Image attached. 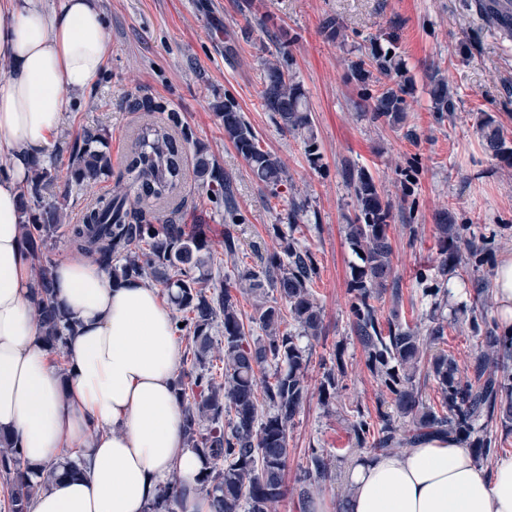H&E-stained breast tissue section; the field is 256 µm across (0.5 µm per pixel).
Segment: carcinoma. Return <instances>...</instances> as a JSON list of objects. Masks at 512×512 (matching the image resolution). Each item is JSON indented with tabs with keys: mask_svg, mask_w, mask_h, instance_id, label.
Wrapping results in <instances>:
<instances>
[{
	"mask_svg": "<svg viewBox=\"0 0 512 512\" xmlns=\"http://www.w3.org/2000/svg\"><path fill=\"white\" fill-rule=\"evenodd\" d=\"M466 6L484 20L503 42H512V0H467ZM264 109L272 113L279 129L302 138L308 161L318 166L313 119L306 93L290 73L289 58L276 55L264 60ZM356 82L381 83L377 94L360 93L374 122L401 125L408 117L407 96L413 90L405 61L392 48L376 44L351 65ZM431 108L438 114L456 111L454 91L434 71L429 75ZM133 109L160 120H147L130 139L123 170L112 191L98 194L82 207L80 223L70 229L71 246L78 253L104 265L112 282L145 279L167 290L177 311V333L188 341L185 360L190 369L176 381L184 407L187 447L197 452L205 466L193 490L206 495L212 512H276L285 497L284 471L288 461V437L295 417L307 399L309 346L301 339L316 340L323 333L322 307L312 286L318 276L316 260L294 236L297 217L305 202L292 201L289 231L272 225L278 249L260 263L237 271L234 280L211 286L212 244L202 234H188L183 225L162 214V204L180 196L191 174L208 188L217 207L227 208L228 218L238 219L231 181L208 148L193 138L179 113L152 99H136ZM217 116L228 140L246 161L253 180L277 197L288 184L282 160L264 149L239 105L231 97L217 106ZM485 149L493 158L512 164V141L496 120L480 122ZM112 178L108 135L102 129H85L69 145L66 185ZM58 179L54 164L35 162L22 192L21 230L34 261L37 316L47 346L63 352L73 331L69 314L53 302L51 259L45 254L63 224L62 205L45 200L44 190ZM357 213L345 225V239L360 263L353 266L348 282V305L353 331L365 353L368 371L383 387L377 417L351 408L350 434L357 448L393 452L412 447L426 435L448 434L469 442L479 458H488L497 446L493 422L512 421V333H498L496 322L484 312L471 315L469 325L479 339L470 365L461 368L440 348L446 326L429 315L432 326L421 334L399 310L400 287L392 263L394 248L389 236L391 205L383 200L373 176L363 169L349 170ZM465 225L456 224L443 211L435 225L440 261L439 283L422 289L426 297L448 295L453 279L465 283L477 271L476 259L484 240H462ZM392 307L382 316L386 290ZM276 297L269 298V292ZM255 298L250 316L240 308L238 295ZM262 335L252 336L253 327ZM222 329L224 356L213 355L215 332ZM430 355L425 378H433L440 394L438 405L423 401L417 376L425 355ZM222 363L216 367L214 361ZM272 373H258L265 367ZM339 386L334 369L324 372L322 402L336 399ZM266 410H259V401ZM408 417L413 428L400 432L396 419ZM82 473V460L66 457L51 466L33 469L9 435L0 432V476L10 483L8 512H30L39 492L62 476ZM331 463L316 448L309 450L306 466L296 477L298 497L305 502L311 490L331 479ZM187 487L179 478L165 485L147 512H174Z\"/></svg>",
	"mask_w": 512,
	"mask_h": 512,
	"instance_id": "1",
	"label": "carcinoma"
}]
</instances>
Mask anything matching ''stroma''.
Listing matches in <instances>:
<instances>
[{"label": "stroma", "mask_w": 512, "mask_h": 512, "mask_svg": "<svg viewBox=\"0 0 512 512\" xmlns=\"http://www.w3.org/2000/svg\"><path fill=\"white\" fill-rule=\"evenodd\" d=\"M100 0L107 22L110 54L96 85L77 96L65 118L62 145L86 128L109 135L112 167L120 169L129 137L140 122L131 103L153 97L180 113L194 139L205 144L232 181L243 216L234 227L237 260L224 257V212L205 188L187 182L184 203L174 218L195 230L204 225L220 264L214 285L231 276L235 265L259 263L277 242L272 225L287 226L291 199L305 201L298 224L302 242L313 253L319 275L313 285L323 308L324 333L312 344L308 398L288 438L289 490L276 512H302L295 476L307 451L322 450L336 474L317 492L330 512L349 493L346 471L366 456L353 447L351 406L376 411L382 388L365 366L352 329L347 285L357 258L342 232L356 206L344 178L345 165L367 169L391 205L389 235L393 267L400 281L406 320L427 328L431 298L415 283L423 267L437 268L435 216L450 211L457 223L486 236L489 249L478 275L493 281L502 258L512 254V167L485 151L479 131L493 116L512 140V42L500 41L465 0ZM341 24L345 36L333 39L326 18ZM394 40L415 80L406 125L371 121L357 106L358 88L349 82L350 65L373 42ZM292 59L312 113L321 153L311 166L301 138L282 133L262 106L261 61L277 48ZM446 74L457 99L452 118L431 110L427 74ZM232 97L245 113L262 146L285 163L288 186L279 197L252 179L247 164L215 114L216 104ZM470 296L452 290L441 313L447 325L444 348L459 365H469L478 341L460 310ZM345 349L346 374L340 396L330 406L320 401L322 375L336 345Z\"/></svg>", "instance_id": "stroma-1"}]
</instances>
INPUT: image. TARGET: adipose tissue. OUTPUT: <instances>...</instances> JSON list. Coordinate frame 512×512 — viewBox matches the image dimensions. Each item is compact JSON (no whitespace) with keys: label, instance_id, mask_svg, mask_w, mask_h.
Segmentation results:
<instances>
[{"label":"adipose tissue","instance_id":"obj_1","mask_svg":"<svg viewBox=\"0 0 512 512\" xmlns=\"http://www.w3.org/2000/svg\"><path fill=\"white\" fill-rule=\"evenodd\" d=\"M0 430L30 466L80 455L85 475L54 482L31 512H146L172 471L194 485L204 463L185 445L174 389L182 369L169 296L140 279L114 284L90 260L55 261V300L75 323L68 352L43 343L22 238L21 195L33 162L55 160L69 94L91 88L110 53L99 0H0ZM343 512H512V453L491 465L451 436L403 454L357 459Z\"/></svg>","mask_w":512,"mask_h":512}]
</instances>
